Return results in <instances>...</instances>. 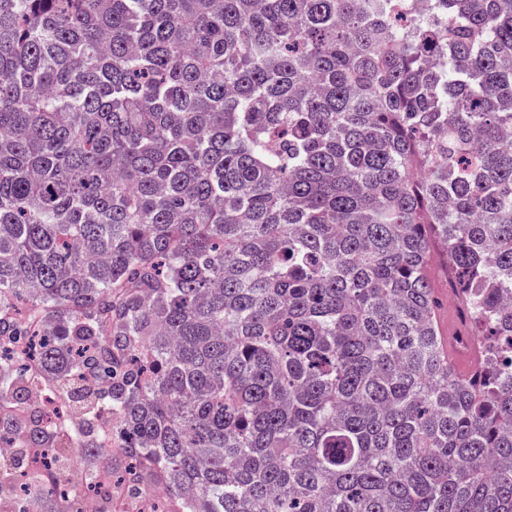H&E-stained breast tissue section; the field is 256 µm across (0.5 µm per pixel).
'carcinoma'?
<instances>
[{"instance_id":"carcinoma-1","label":"carcinoma","mask_w":512,"mask_h":512,"mask_svg":"<svg viewBox=\"0 0 512 512\" xmlns=\"http://www.w3.org/2000/svg\"><path fill=\"white\" fill-rule=\"evenodd\" d=\"M509 135L512 0H0V512H512ZM428 276L440 306L435 312L436 324L442 338H448L453 334L457 326L464 333L466 328L462 325L455 307V300L448 294V263L444 258V252L440 246L431 251V261L428 267Z\"/></svg>"}]
</instances>
